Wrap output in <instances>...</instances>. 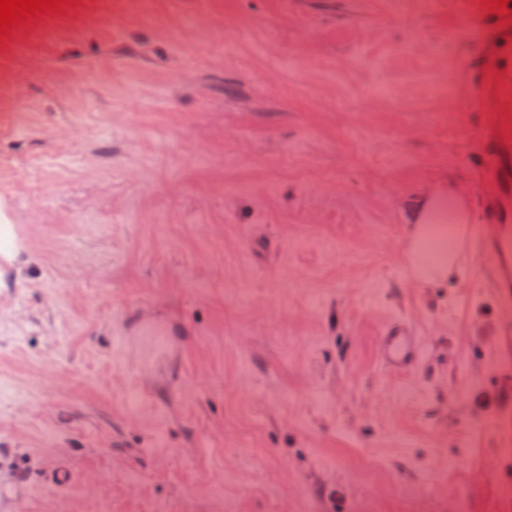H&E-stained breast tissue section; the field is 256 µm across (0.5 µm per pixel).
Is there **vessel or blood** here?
Here are the masks:
<instances>
[{
    "label": "vessel or blood",
    "instance_id": "obj_1",
    "mask_svg": "<svg viewBox=\"0 0 512 512\" xmlns=\"http://www.w3.org/2000/svg\"><path fill=\"white\" fill-rule=\"evenodd\" d=\"M500 51L497 65L483 74L488 94H497L507 72L512 71V30L499 34ZM486 138L493 147L494 165L489 170L494 188L485 200L483 219L497 228L496 236L483 242L487 256L498 262V286L503 301L512 300V113L502 112L494 126L487 128ZM427 343L411 328L395 323L379 336L377 354L389 369L413 371L425 357Z\"/></svg>",
    "mask_w": 512,
    "mask_h": 512
}]
</instances>
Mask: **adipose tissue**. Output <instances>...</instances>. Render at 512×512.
Here are the masks:
<instances>
[{
    "mask_svg": "<svg viewBox=\"0 0 512 512\" xmlns=\"http://www.w3.org/2000/svg\"><path fill=\"white\" fill-rule=\"evenodd\" d=\"M448 212L453 213L458 224L470 225L475 221V216L465 199L457 197L441 186L416 198L408 207V221L412 226L410 273L418 283L443 279L462 270L457 253H449L434 264L429 263L425 255L424 235L427 225L435 223Z\"/></svg>",
    "mask_w": 512,
    "mask_h": 512,
    "instance_id": "adipose-tissue-1",
    "label": "adipose tissue"
}]
</instances>
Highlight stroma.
<instances>
[{
    "instance_id": "stroma-1",
    "label": "stroma",
    "mask_w": 512,
    "mask_h": 512,
    "mask_svg": "<svg viewBox=\"0 0 512 512\" xmlns=\"http://www.w3.org/2000/svg\"><path fill=\"white\" fill-rule=\"evenodd\" d=\"M500 25L486 0H81L0 43L28 257L0 269V512H506L492 263L417 288L405 252L412 197L493 188ZM395 321L416 373L378 360ZM427 343L411 328L395 323L378 337L377 354L380 363L393 370L413 371L425 357Z\"/></svg>"
}]
</instances>
